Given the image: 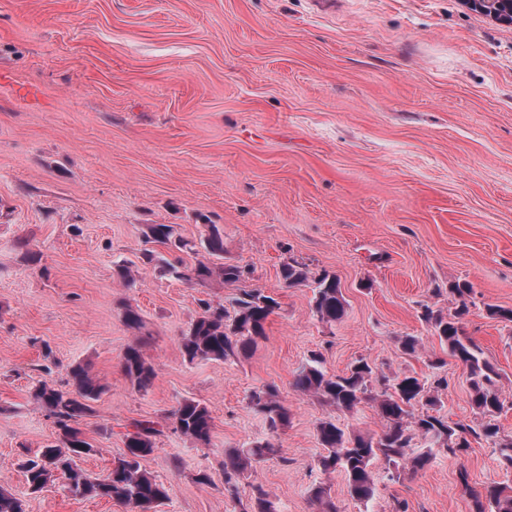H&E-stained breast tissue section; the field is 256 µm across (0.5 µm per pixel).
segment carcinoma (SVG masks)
<instances>
[{
    "mask_svg": "<svg viewBox=\"0 0 512 512\" xmlns=\"http://www.w3.org/2000/svg\"><path fill=\"white\" fill-rule=\"evenodd\" d=\"M145 243L149 244L141 253L145 264L156 258V250L150 248L153 243L183 253L205 252L203 258L191 264L180 257L167 263V271L177 279L198 285L217 278L226 284L245 281L244 267L224 261V231L216 224L206 225V233L197 242L177 236L169 224H151ZM280 278L284 288L313 282V310L320 321L332 324L343 318L345 299L336 274L326 270L315 274L308 264L290 257L281 264ZM448 293L459 300L453 312L444 316L426 305L422 318L434 329L440 344L448 347V354L466 368L470 403L478 419L470 423L448 421L440 413L441 399L426 383L414 376L392 383L363 360L345 373L331 375L324 369L320 356L313 354L293 380L294 391L313 396L338 410H351L364 400L376 402L377 413L384 422L382 432L376 436L348 433L331 417L320 420L316 428L322 447L315 461L316 468L324 474L336 471L344 474L350 496L363 505L376 495L377 474L373 463L378 459L388 465L386 479L394 482L407 469L412 472L425 469L440 453L455 457L467 451L473 439L493 444L497 441L500 431L497 417L504 401L497 387V370L465 333L470 314L466 297L471 288L466 283L453 282L448 285ZM232 307L230 312L221 303L201 301L202 313L181 340L188 361H222L254 348L266 336L265 325L279 308V302L261 288H241L232 300ZM123 319L133 330L143 328L139 310L130 303L123 307ZM144 348L142 342L128 346L122 360L124 374L139 391L151 388L157 377ZM374 382L381 387L376 395L371 394ZM104 392L105 387L80 364L70 367L66 384L57 386L43 381L36 387L34 398L53 419L57 434L55 441L42 448L36 458L22 464L27 489L31 494H39L60 481L80 498L115 502L128 512H157L167 498V491L163 483L142 469L141 461L156 448V437L163 432L160 421L133 422L125 434L124 454L106 473L91 475L77 464V458L93 451L79 428V420L92 412V402ZM249 402L264 419L268 434L264 440L224 450V495L232 499L239 498L241 479L278 453L279 431L288 426L290 419L288 406L274 385L253 389ZM173 424L176 431L193 443L210 444L212 417L200 402L183 400L173 413ZM458 481L470 498V512H512L511 485H493L482 492L476 491L469 485L465 469L459 470ZM249 487L246 512H277L263 485L251 483ZM311 496L320 512H338L323 484L312 487ZM0 512H27L25 500L0 487Z\"/></svg>",
    "mask_w": 512,
    "mask_h": 512,
    "instance_id": "obj_1",
    "label": "carcinoma"
}]
</instances>
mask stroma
Listing matches in <instances>:
<instances>
[{
    "mask_svg": "<svg viewBox=\"0 0 512 512\" xmlns=\"http://www.w3.org/2000/svg\"><path fill=\"white\" fill-rule=\"evenodd\" d=\"M150 224L198 239L224 231V257L250 267L246 287L279 303L266 337L224 361L187 362L181 336L201 301L231 304L235 286L201 287L138 259ZM336 274L341 321L312 312L311 286L283 287L282 262ZM133 265V282L118 266ZM471 284L468 336L498 373L497 422L512 441V25L461 0H0V486L27 512H127L52 485L27 495L18 467L54 441L33 398L89 365L106 391L79 427V460L105 473L135 420L192 398L213 419L209 446L165 425L142 462L164 483L158 512H242L224 494V451L266 438L250 392L273 384L290 410L277 456L254 470L279 512H319L325 483L339 512H470L474 490L512 484L494 447L473 443L353 500L341 473L322 476L316 426L383 428L374 402L341 411L295 392L311 353L331 374L366 359L388 378L438 385L451 421L474 417L465 368L446 358L423 306H456ZM138 306L142 331L121 305ZM148 337L153 386L137 391L121 360ZM418 337L414 355L399 337ZM443 359L441 368L431 362ZM207 473L209 483L198 482Z\"/></svg>",
    "mask_w": 512,
    "mask_h": 512,
    "instance_id": "stroma-1",
    "label": "stroma"
}]
</instances>
